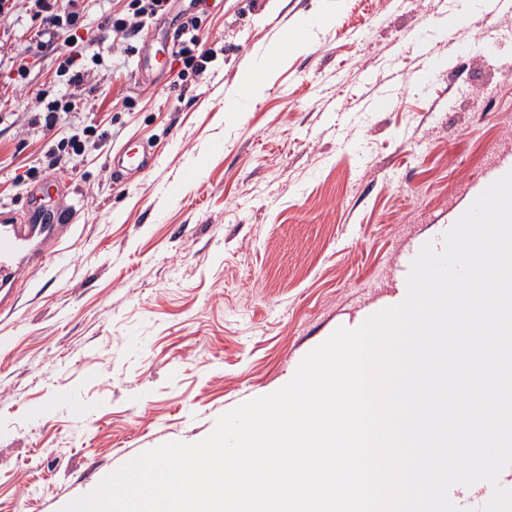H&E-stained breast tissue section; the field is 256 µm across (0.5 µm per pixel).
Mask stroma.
Wrapping results in <instances>:
<instances>
[{
	"instance_id": "1",
	"label": "stroma",
	"mask_w": 512,
	"mask_h": 512,
	"mask_svg": "<svg viewBox=\"0 0 512 512\" xmlns=\"http://www.w3.org/2000/svg\"><path fill=\"white\" fill-rule=\"evenodd\" d=\"M128 4L84 0L100 54L89 104L50 131L31 120L37 91L67 87L57 56L37 52L26 0L0 20V208L56 180L43 206L77 210L63 261L24 273L0 311V512H59L140 453L199 441L285 385L338 327L386 308L411 254L512 166V14L477 11L452 30L458 0H210L197 12L210 61L181 81L182 60L153 79L142 36L105 26ZM323 10L329 26L245 111L225 112L241 65ZM98 123L109 138L43 167ZM133 137L153 166L114 182L108 158ZM96 129V126H86L83 128L81 134L75 133L67 139L63 138L54 148L44 154L43 164H45L47 168L55 169L62 163H65L71 155H78L82 152V137L93 134L97 135V137L102 140L109 134L107 129H100V133L97 134Z\"/></svg>"
}]
</instances>
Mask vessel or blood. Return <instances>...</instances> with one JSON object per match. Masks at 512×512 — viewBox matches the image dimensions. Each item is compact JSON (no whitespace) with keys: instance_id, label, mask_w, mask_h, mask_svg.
<instances>
[{"instance_id":"obj_1","label":"vessel or blood","mask_w":512,"mask_h":512,"mask_svg":"<svg viewBox=\"0 0 512 512\" xmlns=\"http://www.w3.org/2000/svg\"><path fill=\"white\" fill-rule=\"evenodd\" d=\"M152 155L142 142L127 143L113 154L109 165L115 177L122 178L150 168ZM74 211L59 204L48 211L37 203L36 193H29L22 210L0 209V307L11 302L23 270L40 269L51 255L61 233L72 223ZM492 488L480 482L471 487L457 486L450 493L452 501L466 512H475L491 497Z\"/></svg>"}]
</instances>
